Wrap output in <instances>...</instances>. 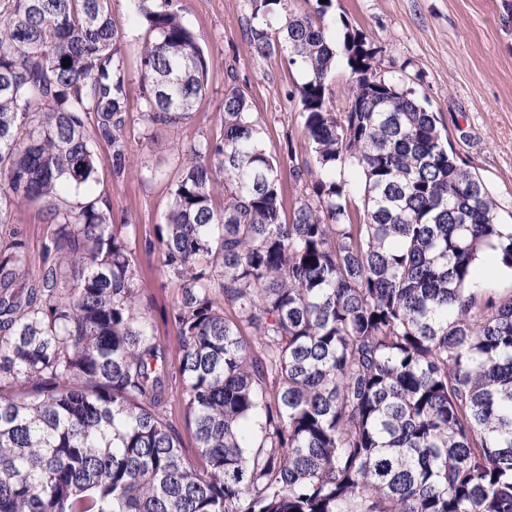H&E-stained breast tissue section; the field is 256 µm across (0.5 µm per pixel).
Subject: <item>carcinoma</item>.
I'll list each match as a JSON object with an SVG mask.
<instances>
[{
  "label": "carcinoma",
  "instance_id": "obj_1",
  "mask_svg": "<svg viewBox=\"0 0 512 512\" xmlns=\"http://www.w3.org/2000/svg\"><path fill=\"white\" fill-rule=\"evenodd\" d=\"M132 2L153 33L141 123L175 128L208 61L177 0ZM250 2L252 52L306 72L319 173L284 215L237 87L220 136L179 146L145 244L177 290L172 357L142 302L136 225L69 200L98 145L113 178L131 165L110 0H0V226L26 202L54 227L36 272L19 236L0 244V512H512V289L476 273L487 250L512 269V231L363 35H344L352 94L331 106L332 0L312 16Z\"/></svg>",
  "mask_w": 512,
  "mask_h": 512
}]
</instances>
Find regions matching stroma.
<instances>
[{
	"label": "stroma",
	"mask_w": 512,
	"mask_h": 512,
	"mask_svg": "<svg viewBox=\"0 0 512 512\" xmlns=\"http://www.w3.org/2000/svg\"><path fill=\"white\" fill-rule=\"evenodd\" d=\"M178 7L209 62L206 92L179 131L157 126L142 132L136 67L148 31L131 22L130 0H111V18L130 69L131 167L123 180H114L107 149H97V179L76 195L80 201L108 200L114 218L136 224L142 242L155 240L165 222L170 183L180 165L177 144L220 134L227 87L240 88L250 101L263 144L280 165L285 205H293L308 186L292 177V163L314 160L301 131L299 94L306 73L289 64L286 54L251 53L249 0H179ZM330 13L325 27L331 40L340 42L350 30L380 48L386 78L412 87L437 113L460 162L483 179L500 222L511 224L512 0H332ZM145 168L159 171V178L144 179ZM12 229L28 246L31 270H38L49 226L40 222L35 207L23 203L14 209ZM136 257L155 334L176 348L177 331L166 318L175 291L160 272L159 253L141 248Z\"/></svg>",
	"instance_id": "obj_1"
}]
</instances>
